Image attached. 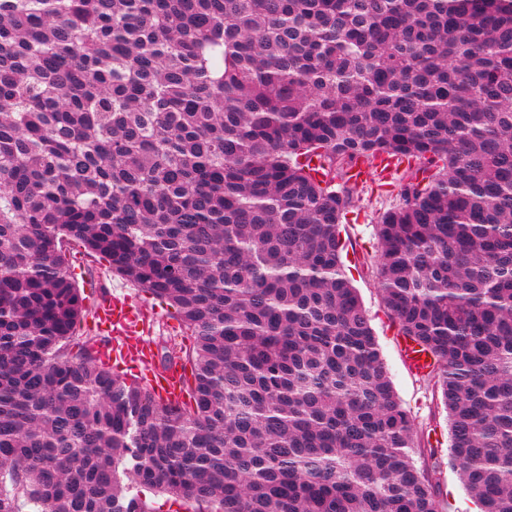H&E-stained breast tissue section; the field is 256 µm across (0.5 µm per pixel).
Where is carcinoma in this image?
Instances as JSON below:
<instances>
[{"label":"carcinoma","instance_id":"1","mask_svg":"<svg viewBox=\"0 0 512 512\" xmlns=\"http://www.w3.org/2000/svg\"><path fill=\"white\" fill-rule=\"evenodd\" d=\"M0 512H439L354 287L434 360L512 512V0H0ZM169 305L171 405L101 358L68 255Z\"/></svg>","mask_w":512,"mask_h":512}]
</instances>
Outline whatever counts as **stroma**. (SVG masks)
<instances>
[{"mask_svg":"<svg viewBox=\"0 0 512 512\" xmlns=\"http://www.w3.org/2000/svg\"><path fill=\"white\" fill-rule=\"evenodd\" d=\"M396 201L395 193L380 191L375 180L371 179L359 185L356 196L359 219L349 230L348 250L365 257L368 264L354 273V285L371 320V326L399 399L410 411L416 424L435 428L441 444L445 445L449 442L447 412L439 403L431 381L409 371L405 366L398 348L396 332L384 309L377 281L369 264L378 250L375 236L377 216ZM75 265L78 286L87 301L107 299L113 291L122 290L133 302L143 305V317L149 323L143 338L154 353L153 367L162 369L164 349L171 338L178 335L177 330L168 326L171 319L169 308L89 257L78 256Z\"/></svg>","mask_w":512,"mask_h":512,"instance_id":"1","label":"stroma"}]
</instances>
